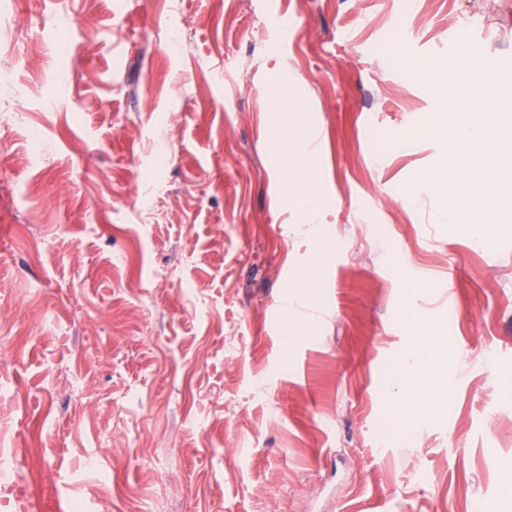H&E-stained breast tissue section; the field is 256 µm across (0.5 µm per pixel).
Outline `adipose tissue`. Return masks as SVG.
I'll return each instance as SVG.
<instances>
[{
    "instance_id": "obj_1",
    "label": "adipose tissue",
    "mask_w": 512,
    "mask_h": 512,
    "mask_svg": "<svg viewBox=\"0 0 512 512\" xmlns=\"http://www.w3.org/2000/svg\"><path fill=\"white\" fill-rule=\"evenodd\" d=\"M268 110L272 118L266 148L279 161L283 175L280 193L295 208L297 224L306 233L319 236L321 173L312 115L300 84L292 79L281 80L276 95L268 103ZM437 346L435 330L423 331L418 336L396 381L399 395L390 406L391 414L406 413L410 400L416 396L428 405L437 402L440 388Z\"/></svg>"
}]
</instances>
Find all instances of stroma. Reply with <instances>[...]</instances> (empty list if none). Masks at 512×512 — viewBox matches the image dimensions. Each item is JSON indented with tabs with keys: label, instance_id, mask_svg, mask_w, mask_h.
<instances>
[{
	"label": "stroma",
	"instance_id": "stroma-1",
	"mask_svg": "<svg viewBox=\"0 0 512 512\" xmlns=\"http://www.w3.org/2000/svg\"><path fill=\"white\" fill-rule=\"evenodd\" d=\"M459 13L512 79V0H0V512H502L512 223L406 195L444 153L413 66ZM285 71L324 255L265 149ZM419 323L447 404L393 422ZM297 287L305 293L310 302L320 299V278L316 266L305 268L298 274Z\"/></svg>",
	"mask_w": 512,
	"mask_h": 512
}]
</instances>
